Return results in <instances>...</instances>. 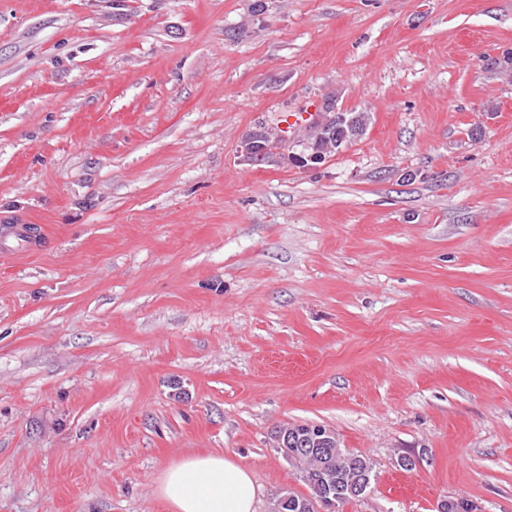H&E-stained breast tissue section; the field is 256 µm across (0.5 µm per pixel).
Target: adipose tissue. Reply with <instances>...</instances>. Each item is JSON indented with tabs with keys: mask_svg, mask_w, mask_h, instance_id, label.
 Masks as SVG:
<instances>
[{
	"mask_svg": "<svg viewBox=\"0 0 512 512\" xmlns=\"http://www.w3.org/2000/svg\"><path fill=\"white\" fill-rule=\"evenodd\" d=\"M157 491L172 512H254L258 495L249 470L220 452L172 464Z\"/></svg>",
	"mask_w": 512,
	"mask_h": 512,
	"instance_id": "obj_1",
	"label": "adipose tissue"
}]
</instances>
